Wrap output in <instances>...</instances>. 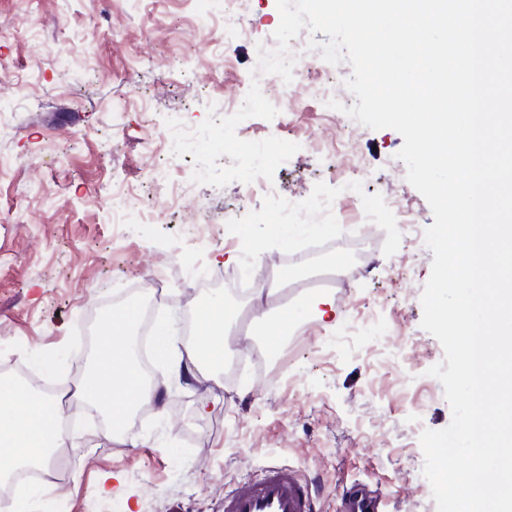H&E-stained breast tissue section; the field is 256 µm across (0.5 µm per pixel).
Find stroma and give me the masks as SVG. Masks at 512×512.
<instances>
[{"label":"stroma","instance_id":"stroma-1","mask_svg":"<svg viewBox=\"0 0 512 512\" xmlns=\"http://www.w3.org/2000/svg\"><path fill=\"white\" fill-rule=\"evenodd\" d=\"M204 9L205 0H0V63L12 73L0 90V377L75 391L92 331L125 304L152 308L143 289L162 281L178 343L203 301L193 264L226 278L240 269L246 253L224 215L244 183L193 182L192 155L175 156L163 139L171 114L191 129L209 105L243 95L280 15L277 0H242L249 34L228 40ZM172 57L180 73L167 68ZM325 78L292 86L298 109L247 119L238 136L299 144L274 174L283 199L335 198V218L299 212L286 226L256 192L249 226L262 256L287 255L299 282L321 273L298 261L309 241L329 242L323 265L346 266L329 291L335 315L304 319L279 351L255 328L198 380L153 361L160 403L149 418L130 415L123 442L103 438L100 407L75 402L62 512H216L226 487L271 464L313 482L319 512H337L356 480L381 490L387 512H437L419 441L452 418L427 374L443 347L421 327L433 254L391 226L403 212L424 229L433 214L406 179L402 136L324 111L314 85ZM308 136L321 150L301 147ZM119 191L146 223L116 224ZM364 224L374 234L362 245ZM45 352L57 357L49 373L36 362ZM105 474L122 494L101 492Z\"/></svg>","mask_w":512,"mask_h":512}]
</instances>
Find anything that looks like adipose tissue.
I'll use <instances>...</instances> for the list:
<instances>
[{"mask_svg": "<svg viewBox=\"0 0 512 512\" xmlns=\"http://www.w3.org/2000/svg\"><path fill=\"white\" fill-rule=\"evenodd\" d=\"M139 319V309L129 306L100 328L86 379L77 393L79 399L101 406L116 432L133 411L151 404L155 397V388L145 380L137 357ZM233 325L223 296H210L197 312L195 339L176 353L174 373L195 374L228 357ZM56 409L53 398L0 378V479L25 465H48L53 449L63 444L55 423Z\"/></svg>", "mask_w": 512, "mask_h": 512, "instance_id": "ef3b65f1", "label": "adipose tissue"}]
</instances>
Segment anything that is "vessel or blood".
<instances>
[{
	"label": "vessel or blood",
	"mask_w": 512,
	"mask_h": 512,
	"mask_svg": "<svg viewBox=\"0 0 512 512\" xmlns=\"http://www.w3.org/2000/svg\"><path fill=\"white\" fill-rule=\"evenodd\" d=\"M378 489L356 482L346 488L340 512H381ZM223 512H316L309 484L293 470L271 466L224 493Z\"/></svg>",
	"instance_id": "1"
}]
</instances>
